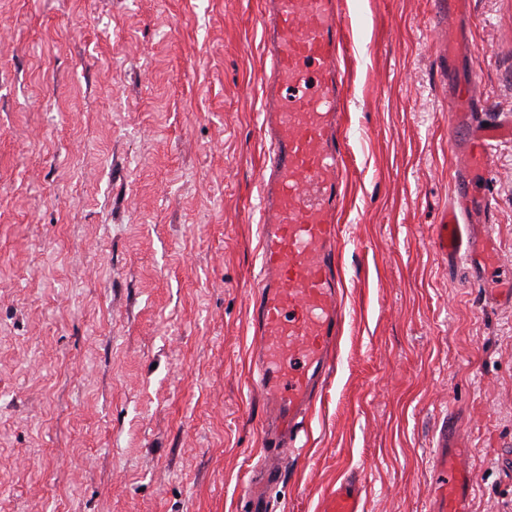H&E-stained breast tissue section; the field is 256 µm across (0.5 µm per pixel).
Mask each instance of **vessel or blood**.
<instances>
[{"label":"vessel or blood","mask_w":512,"mask_h":512,"mask_svg":"<svg viewBox=\"0 0 512 512\" xmlns=\"http://www.w3.org/2000/svg\"><path fill=\"white\" fill-rule=\"evenodd\" d=\"M341 0H263L261 43L271 73L260 87L263 139L269 144L259 196L260 280L250 321L258 377L252 388L264 411L258 421L264 456L240 486L244 512H271L281 479L286 440L298 435L334 369L345 325L344 289L337 270L340 218L349 172L345 158L347 92L340 69L347 30ZM480 87L459 82L448 96L456 138L473 169L487 171L494 144L512 127L473 117ZM471 180L461 177L442 223L431 228L434 247L448 257L476 250L463 238L472 209ZM457 428L443 434L438 512H463L472 475L461 463ZM357 490L340 488L329 512H360Z\"/></svg>","instance_id":"vessel-or-blood-1"}]
</instances>
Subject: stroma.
Wrapping results in <instances>:
<instances>
[{
    "label": "stroma",
    "instance_id": "1",
    "mask_svg": "<svg viewBox=\"0 0 512 512\" xmlns=\"http://www.w3.org/2000/svg\"><path fill=\"white\" fill-rule=\"evenodd\" d=\"M259 0H0V512H237L261 462ZM350 177L338 362L273 512H512V139L475 177L486 256L429 242L466 160L453 81L512 120V0H344ZM463 39L444 72L437 46ZM457 433L454 423L448 421V427L443 434L444 458L439 468L444 473V480L438 486V497L443 502V507L436 508L437 512H466L461 508V502L472 484V475L462 465L457 453L458 448L452 443ZM347 488H353L348 490ZM360 495L352 483H344V486L336 490L331 500L330 512H360Z\"/></svg>",
    "mask_w": 512,
    "mask_h": 512
}]
</instances>
